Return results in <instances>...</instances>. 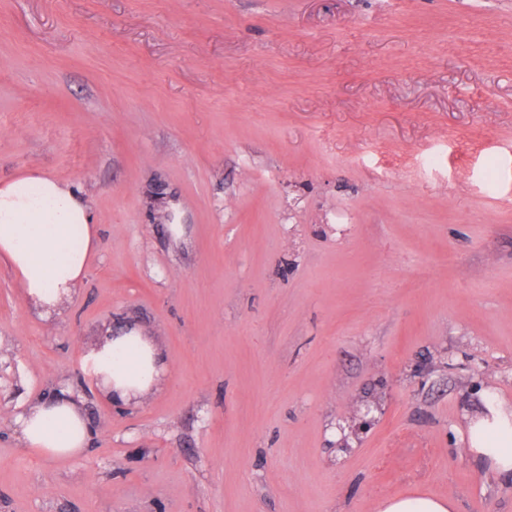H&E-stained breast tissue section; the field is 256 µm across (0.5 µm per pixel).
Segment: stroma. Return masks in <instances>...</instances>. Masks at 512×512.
<instances>
[{
    "instance_id": "obj_1",
    "label": "stroma",
    "mask_w": 512,
    "mask_h": 512,
    "mask_svg": "<svg viewBox=\"0 0 512 512\" xmlns=\"http://www.w3.org/2000/svg\"><path fill=\"white\" fill-rule=\"evenodd\" d=\"M87 198L66 309L0 266V512H512L466 451L512 405V0H0V182ZM167 355L135 405L107 328ZM82 394L87 451L13 418ZM91 374L100 378L102 395L112 403H139L161 384L167 369L163 348L143 330L127 324L112 328L87 357ZM454 502L447 497L411 495L393 497L379 504L378 512H453Z\"/></svg>"
}]
</instances>
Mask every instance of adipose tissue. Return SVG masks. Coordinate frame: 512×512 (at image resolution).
Here are the masks:
<instances>
[{"mask_svg":"<svg viewBox=\"0 0 512 512\" xmlns=\"http://www.w3.org/2000/svg\"><path fill=\"white\" fill-rule=\"evenodd\" d=\"M79 246H72V239ZM99 245L90 206L73 185L39 170L0 184V265L20 284L26 303L48 317L71 302ZM109 401L139 403L161 384L163 348L135 325L105 333L87 357ZM24 447L46 457L82 454L92 436L81 396L63 387L14 419ZM468 452L497 477L512 481V411L486 404L469 424Z\"/></svg>","mask_w":512,"mask_h":512,"instance_id":"obj_1","label":"adipose tissue"}]
</instances>
